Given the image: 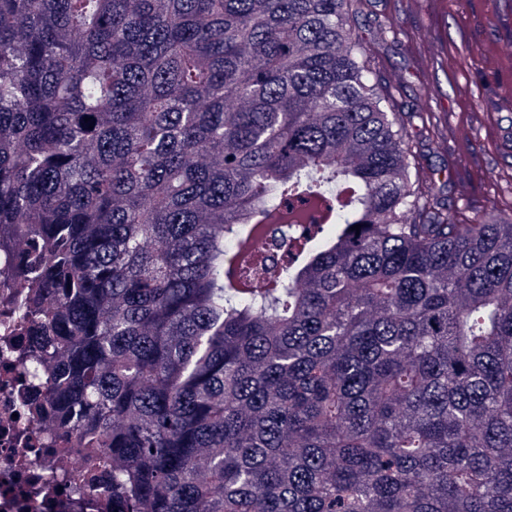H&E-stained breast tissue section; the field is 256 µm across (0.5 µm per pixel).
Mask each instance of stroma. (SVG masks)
Returning a JSON list of instances; mask_svg holds the SVG:
<instances>
[{"instance_id":"stroma-1","label":"stroma","mask_w":512,"mask_h":512,"mask_svg":"<svg viewBox=\"0 0 512 512\" xmlns=\"http://www.w3.org/2000/svg\"><path fill=\"white\" fill-rule=\"evenodd\" d=\"M504 0H366L356 23L396 112L436 114L407 131L420 182L460 217L512 209V31Z\"/></svg>"}]
</instances>
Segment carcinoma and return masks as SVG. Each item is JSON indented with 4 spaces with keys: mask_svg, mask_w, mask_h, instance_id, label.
I'll return each instance as SVG.
<instances>
[{
    "mask_svg": "<svg viewBox=\"0 0 512 512\" xmlns=\"http://www.w3.org/2000/svg\"><path fill=\"white\" fill-rule=\"evenodd\" d=\"M363 2L0 0L25 406L123 512H512V216L419 185Z\"/></svg>",
    "mask_w": 512,
    "mask_h": 512,
    "instance_id": "cac0c4a2",
    "label": "carcinoma"
}]
</instances>
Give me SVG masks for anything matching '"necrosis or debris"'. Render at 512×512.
<instances>
[{"label": "necrosis or debris", "mask_w": 512, "mask_h": 512, "mask_svg": "<svg viewBox=\"0 0 512 512\" xmlns=\"http://www.w3.org/2000/svg\"><path fill=\"white\" fill-rule=\"evenodd\" d=\"M29 343L0 306V512H112V491L77 498L64 478L81 482L92 465L85 448L54 447L21 405L35 386L18 359Z\"/></svg>", "instance_id": "1"}]
</instances>
